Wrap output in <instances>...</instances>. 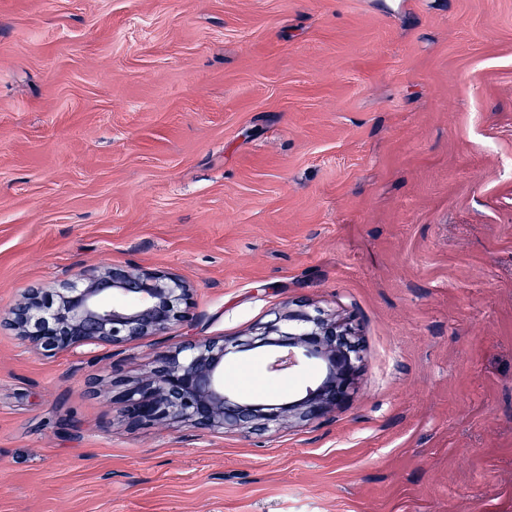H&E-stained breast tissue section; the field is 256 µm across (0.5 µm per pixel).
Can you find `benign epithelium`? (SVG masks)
Returning a JSON list of instances; mask_svg holds the SVG:
<instances>
[{"label":"benign epithelium","instance_id":"benign-epithelium-1","mask_svg":"<svg viewBox=\"0 0 512 512\" xmlns=\"http://www.w3.org/2000/svg\"><path fill=\"white\" fill-rule=\"evenodd\" d=\"M191 288L179 276L144 269L80 272L59 288H30L10 321L35 351L161 336L186 318ZM268 350L266 370L279 375L312 364L318 380L298 399L270 403L239 393L224 381V364L236 353ZM363 364L351 331L300 308L247 336H203L159 351L153 368L136 382L117 379L120 400L134 426L171 421L201 431L267 429L329 415L352 395Z\"/></svg>","mask_w":512,"mask_h":512}]
</instances>
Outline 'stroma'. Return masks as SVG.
Here are the masks:
<instances>
[{
    "mask_svg": "<svg viewBox=\"0 0 512 512\" xmlns=\"http://www.w3.org/2000/svg\"><path fill=\"white\" fill-rule=\"evenodd\" d=\"M112 266L192 322H0V512H512V0H0V315ZM299 302L358 334L342 409L128 425L114 378ZM192 289L179 276L144 269L80 272L60 288H29L10 321L35 351L161 336L185 321Z\"/></svg>",
    "mask_w": 512,
    "mask_h": 512,
    "instance_id": "stroma-1",
    "label": "stroma"
}]
</instances>
